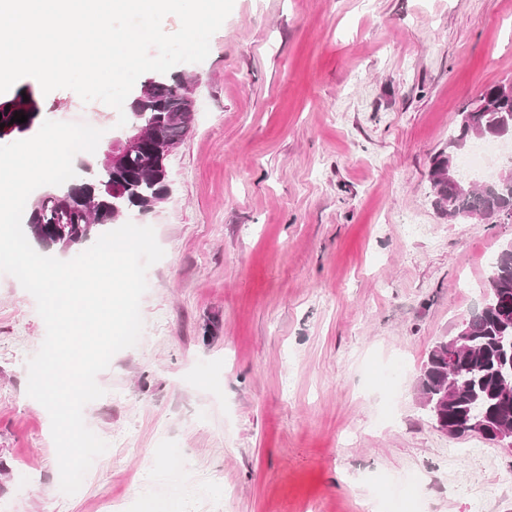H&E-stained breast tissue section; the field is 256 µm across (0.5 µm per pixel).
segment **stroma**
Instances as JSON below:
<instances>
[{"label":"stroma","mask_w":512,"mask_h":512,"mask_svg":"<svg viewBox=\"0 0 512 512\" xmlns=\"http://www.w3.org/2000/svg\"><path fill=\"white\" fill-rule=\"evenodd\" d=\"M168 76L191 83L192 129L168 199L128 215L165 255L138 344L83 409L109 448L71 496L27 394L45 325L0 273V512H512V450L448 437L413 391L512 240L510 220H448L428 178L458 111L512 81V0H234L208 57ZM39 103L103 129L75 172L123 134L72 90Z\"/></svg>","instance_id":"1"}]
</instances>
